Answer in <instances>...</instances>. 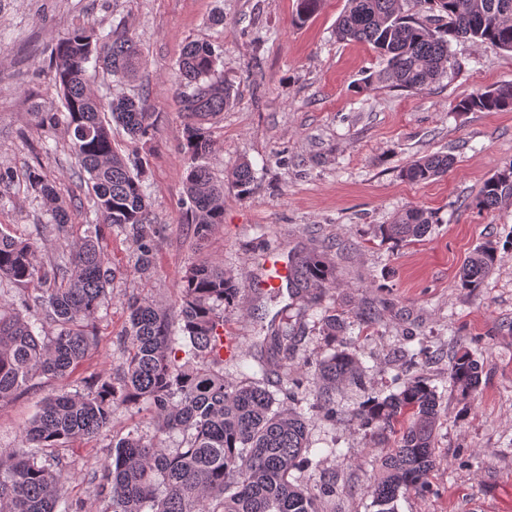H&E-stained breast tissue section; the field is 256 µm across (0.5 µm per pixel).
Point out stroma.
<instances>
[{
	"label": "stroma",
	"mask_w": 512,
	"mask_h": 512,
	"mask_svg": "<svg viewBox=\"0 0 512 512\" xmlns=\"http://www.w3.org/2000/svg\"><path fill=\"white\" fill-rule=\"evenodd\" d=\"M346 0H323L305 24L294 21L296 0H0V169L14 181L0 199V226L29 238L50 216L29 186V167L41 165L70 199L68 239L45 235L41 256L69 250L70 242L97 232L114 271L96 322L97 347L68 376L38 379L0 406V448L15 447L42 398L74 390L120 363L119 336L127 301L135 295L172 301L189 263H223L240 293L224 314V331L248 339L288 322L301 334L299 357L317 359L356 342L365 387L334 395L340 422L315 416L309 426L312 467L308 485L336 482L328 512H373L368 476L381 447L351 414L368 397L397 392L426 377L440 397L436 467L422 494L399 497L396 512H512V203L492 212L471 200L498 168L512 163V112H458L457 98L512 83V53L468 39L452 42L455 68L428 89L359 90L384 63L371 45L339 42L333 35ZM109 32L130 25L146 64L136 82L101 78L103 100L141 93L156 125L152 138L134 141L113 126L116 146L145 160L151 212L162 233L154 263L137 273L134 247L117 229L78 207L91 188L71 174L73 158L63 134L38 130L34 110L57 109L60 98L47 69L56 40L79 22ZM210 42L235 100L212 126L219 149L210 161L225 177L239 161L255 173L249 197L224 190V222L203 249L182 223L187 159L181 150L183 117L172 73L183 47ZM426 153L452 155L447 175L425 183L405 180L402 169ZM435 212L438 222L409 245L382 239L378 225L404 209ZM499 245L497 262L480 288H459L465 258L486 241ZM316 252L334 284L319 303L289 294L287 286L254 291L248 284L275 257ZM342 316L348 330L329 341L319 323L323 309ZM368 321H361V314ZM483 365L474 401L460 400L448 365L461 347ZM146 413L118 408L93 438L59 454L72 474L69 496L85 512H108L96 475L114 440L152 433Z\"/></svg>",
	"instance_id": "stroma-1"
}]
</instances>
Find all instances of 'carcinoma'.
<instances>
[{
	"mask_svg": "<svg viewBox=\"0 0 512 512\" xmlns=\"http://www.w3.org/2000/svg\"><path fill=\"white\" fill-rule=\"evenodd\" d=\"M322 0H297L295 22L304 24L320 10ZM430 20L405 14L404 0H347L336 21L339 41L371 45L386 66L364 79L402 92L422 91L447 76L451 41L465 38L478 45L512 52V0H419ZM117 82L139 76L143 51L135 33L123 27L103 36L78 23L61 36L50 66L63 111L34 113L39 129L62 131L70 139L75 166L86 173L93 195L79 203L125 232L137 255V270L149 271L161 229L151 218L143 165L130 167L112 140L110 121L134 140L153 129L151 113L141 99L121 96L103 103L93 92L87 64ZM218 57L207 43L187 44L177 63V90L182 105L181 150L187 157L184 223L194 225L196 245L224 223V184L241 197L250 195L254 171L243 161L228 181L216 178L209 159L217 152L209 124L232 102V85L218 71ZM459 112H512V83L478 89L458 99ZM110 112L112 120L105 118ZM454 158L430 153L411 161L402 177L424 183L448 172ZM29 184L51 212L49 225L67 238L69 212L55 182L28 169ZM512 200V163L497 170L481 187L471 206L492 211ZM437 223L432 212L405 209L391 224L379 225L381 237L410 243L425 237ZM37 225L38 234L49 227ZM38 239H17L0 231V280L8 279L35 292L26 315L0 299V404L38 378L62 377L90 356L93 325L113 271L99 241L85 238L48 261L39 259ZM498 247L488 241L467 257L458 287L475 290L493 269ZM291 291L321 296L332 283L330 268L316 253L297 258L289 276ZM236 280L214 261L187 267L174 303L148 297L128 301V325L120 335L123 358L113 375L97 377L89 390L58 392L44 398L20 443L0 451V512H79L65 494L69 471L58 448L91 438L111 424L115 407L147 405L155 425L152 436L130 433L120 439L98 476L100 493L111 512H326L336 496V481L314 488L304 484L312 465L309 419L298 411L303 379L282 376L279 399L265 383L234 380L224 373L217 351L224 311L235 306ZM181 322L185 343H178L173 319ZM323 335L336 339L345 321L336 314L321 317ZM273 354L297 358L298 336L284 325L265 337ZM187 362H181L179 353ZM198 359L193 367L188 360ZM313 387V405L328 420L338 419L331 394L343 384L363 387L365 373L356 346L316 360L302 359ZM448 376L461 399L477 392L481 366L468 348L459 349ZM352 418L364 431L393 438L370 476L376 512H396L399 497L427 489L436 465L435 431L439 397L429 382L416 377L399 392L371 397ZM177 432L176 448L162 446V436Z\"/></svg>",
	"mask_w": 512,
	"mask_h": 512,
	"instance_id": "cac0c4a2",
	"label": "carcinoma"
}]
</instances>
